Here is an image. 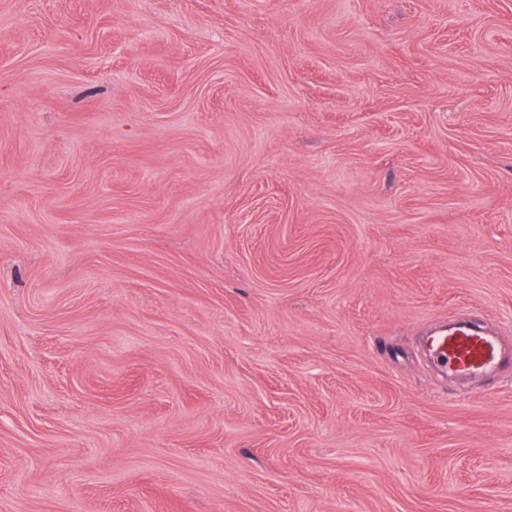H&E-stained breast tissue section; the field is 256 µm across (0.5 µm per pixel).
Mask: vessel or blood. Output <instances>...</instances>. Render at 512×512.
<instances>
[{"mask_svg": "<svg viewBox=\"0 0 512 512\" xmlns=\"http://www.w3.org/2000/svg\"><path fill=\"white\" fill-rule=\"evenodd\" d=\"M428 347L434 361L455 376L484 373L501 362L499 339L466 325L432 335Z\"/></svg>", "mask_w": 512, "mask_h": 512, "instance_id": "vessel-or-blood-1", "label": "vessel or blood"}]
</instances>
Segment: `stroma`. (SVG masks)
<instances>
[{
    "mask_svg": "<svg viewBox=\"0 0 512 512\" xmlns=\"http://www.w3.org/2000/svg\"><path fill=\"white\" fill-rule=\"evenodd\" d=\"M512 0H0V512H512ZM428 347L434 361L455 376H475L497 368L501 362L499 339L471 326L432 335Z\"/></svg>",
    "mask_w": 512,
    "mask_h": 512,
    "instance_id": "stroma-1",
    "label": "stroma"
}]
</instances>
